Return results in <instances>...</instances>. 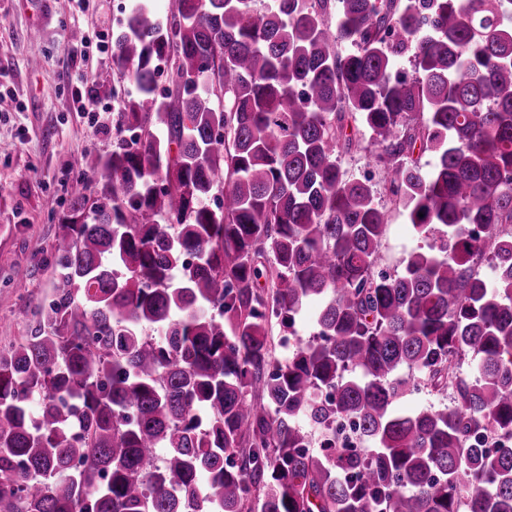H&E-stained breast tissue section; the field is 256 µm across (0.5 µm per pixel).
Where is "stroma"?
Wrapping results in <instances>:
<instances>
[{"label": "stroma", "instance_id": "1", "mask_svg": "<svg viewBox=\"0 0 512 512\" xmlns=\"http://www.w3.org/2000/svg\"><path fill=\"white\" fill-rule=\"evenodd\" d=\"M131 2L0 0V349L29 335L50 299L47 261L68 189L83 181L95 190L86 160L112 149L118 98L92 76L111 65L112 31ZM80 75L103 117L75 110ZM381 202L391 219L379 266L393 274L425 241L401 205Z\"/></svg>", "mask_w": 512, "mask_h": 512}]
</instances>
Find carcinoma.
I'll return each mask as SVG.
<instances>
[{
    "label": "carcinoma",
    "instance_id": "cac0c4a2",
    "mask_svg": "<svg viewBox=\"0 0 512 512\" xmlns=\"http://www.w3.org/2000/svg\"><path fill=\"white\" fill-rule=\"evenodd\" d=\"M255 2L112 33L135 91L0 351V512H512V0ZM351 119L428 240L393 275ZM373 162L369 152L342 153L339 157V164L346 176H360L361 171ZM451 405V396L448 394L444 395H430L427 392L421 391L408 395L397 402V406L403 411H416L423 407L429 406H444Z\"/></svg>",
    "mask_w": 512,
    "mask_h": 512
}]
</instances>
